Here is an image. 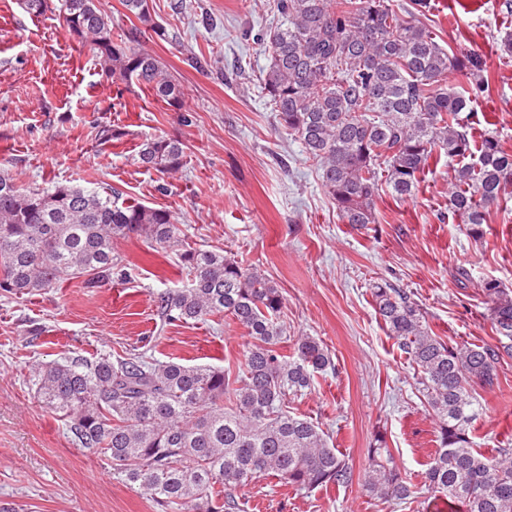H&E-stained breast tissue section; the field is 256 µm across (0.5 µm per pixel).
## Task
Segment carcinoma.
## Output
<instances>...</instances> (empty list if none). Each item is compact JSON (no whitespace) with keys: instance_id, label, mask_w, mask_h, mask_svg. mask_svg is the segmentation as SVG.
Instances as JSON below:
<instances>
[{"instance_id":"obj_1","label":"carcinoma","mask_w":512,"mask_h":512,"mask_svg":"<svg viewBox=\"0 0 512 512\" xmlns=\"http://www.w3.org/2000/svg\"><path fill=\"white\" fill-rule=\"evenodd\" d=\"M121 4L157 39H168L153 22L150 0ZM274 7L280 24L264 36L262 90L278 124L316 166L343 221L359 228L378 223L379 187L411 194L439 153L457 161L448 215L481 238L487 209L512 188V154L493 135L471 140L458 115L473 100L445 79L456 70L483 92L489 87L483 60L449 53L432 29L402 18L427 11L428 0H409L405 7L394 0H274ZM61 10L105 74L135 81L182 110L177 78L156 56L131 48L143 35L140 28L114 33L100 0H62ZM185 149L182 141L159 136L144 144L138 161L176 173ZM472 156L476 161L465 162ZM130 235L166 248L179 242V227L172 211L126 204L115 189H25L0 174L3 292L26 295L79 278L92 287L104 283L121 263L114 241ZM178 267L190 283L160 297L162 319L229 317L251 338L238 373L131 351L40 363L34 369L38 399L64 419L72 444L107 458L159 512H235L233 492L261 476L305 492L349 483L351 468L319 424L288 411V398L332 366L328 348L301 336L291 353L284 352V296L258 268L193 247L183 249ZM481 288L498 334L512 340V290L492 279ZM371 294L438 419L437 448L421 486L448 512L459 505L464 512H512V448L487 456L472 441L476 390L497 383V365L512 357V343L447 342L431 333L423 309L403 289L381 281ZM367 452L368 495L409 499L414 484L382 435Z\"/></svg>"}]
</instances>
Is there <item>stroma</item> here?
<instances>
[{
	"instance_id": "stroma-1",
	"label": "stroma",
	"mask_w": 512,
	"mask_h": 512,
	"mask_svg": "<svg viewBox=\"0 0 512 512\" xmlns=\"http://www.w3.org/2000/svg\"><path fill=\"white\" fill-rule=\"evenodd\" d=\"M153 0L167 40L141 37L179 80L183 112L138 85L107 76L50 0L44 16L0 0V173L21 187H113L123 199L171 210L183 246L227 250L259 268L285 297L290 338L327 346L335 367L289 404L319 423L344 455L351 483L300 492L274 477L235 493L239 512H434L426 491L404 502L368 496L363 475L376 432L402 472L417 478L436 448L438 421L415 389L414 369L375 312L370 288L385 280L411 292L434 335L497 345L480 283L512 289V193L486 212L481 239L447 220L452 165L421 173L413 193L381 191L378 221L345 224L302 145L283 132L260 83L273 0ZM424 25L444 48L474 53L490 85L464 118L474 137L495 134L512 154V31L506 0H430ZM109 129L110 139L100 137ZM157 135L182 140L175 174L143 167ZM181 245V246H182ZM179 248V247H178ZM178 248L132 236L115 242L124 276L88 288L72 280L32 295L0 293V504L25 512H155L111 462L77 449L62 418L40 403L34 367L64 356L93 359L138 350L161 361L234 368L249 338L225 317L163 322L161 295L186 287ZM482 388L473 441L483 453L512 448V358Z\"/></svg>"
}]
</instances>
